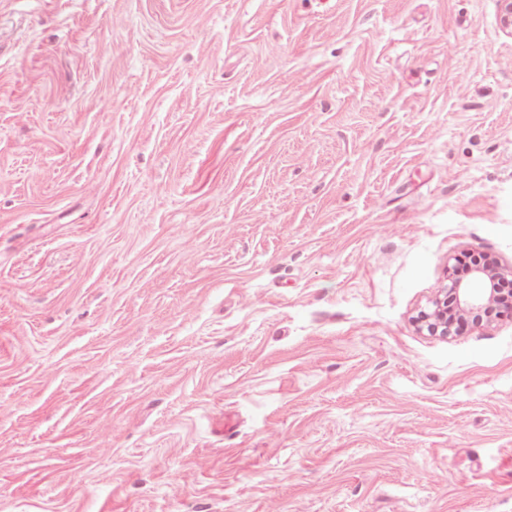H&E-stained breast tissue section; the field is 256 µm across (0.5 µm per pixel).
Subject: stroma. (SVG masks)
I'll list each match as a JSON object with an SVG mask.
<instances>
[{"instance_id": "stroma-1", "label": "stroma", "mask_w": 512, "mask_h": 512, "mask_svg": "<svg viewBox=\"0 0 512 512\" xmlns=\"http://www.w3.org/2000/svg\"><path fill=\"white\" fill-rule=\"evenodd\" d=\"M499 13L0 0V512H512ZM509 274L512 275L511 269L506 271L497 260L488 258L484 264L469 267L466 280L450 277L448 287L440 289L429 309L422 311L418 317L420 328L430 336L447 338L452 335V328L458 320L484 310L497 312L488 320L501 317L512 319V303L502 305L491 288L498 278Z\"/></svg>"}]
</instances>
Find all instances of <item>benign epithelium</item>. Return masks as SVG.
<instances>
[{
	"label": "benign epithelium",
	"instance_id": "benign-epithelium-1",
	"mask_svg": "<svg viewBox=\"0 0 512 512\" xmlns=\"http://www.w3.org/2000/svg\"><path fill=\"white\" fill-rule=\"evenodd\" d=\"M512 270L506 271L497 260L490 258L484 264L469 267L467 279L449 278L448 287L442 288L432 299L428 310L418 317L420 328L430 336L446 338L452 335L457 321L485 310L496 318L512 319V303L503 305L491 285Z\"/></svg>",
	"mask_w": 512,
	"mask_h": 512
}]
</instances>
